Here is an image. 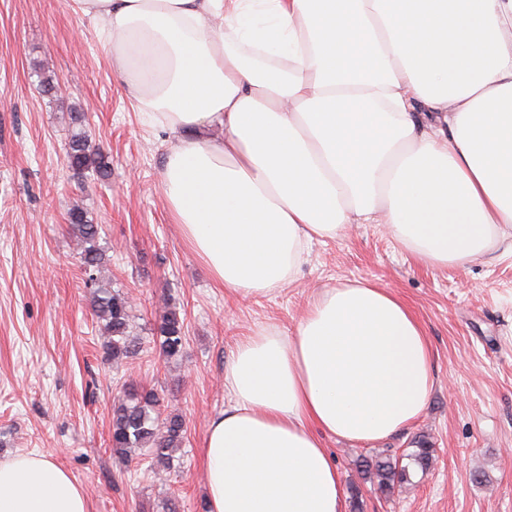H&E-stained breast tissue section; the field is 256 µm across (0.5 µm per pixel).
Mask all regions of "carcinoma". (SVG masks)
Masks as SVG:
<instances>
[{"label":"carcinoma","instance_id":"carcinoma-1","mask_svg":"<svg viewBox=\"0 0 512 512\" xmlns=\"http://www.w3.org/2000/svg\"><path fill=\"white\" fill-rule=\"evenodd\" d=\"M67 158L71 169L78 174L91 172L102 180L111 176L109 157L80 129L70 135ZM68 229L79 246L86 284L94 288V313L102 325L103 346L118 365L135 353V344L130 338L128 298L112 292L110 283L100 277L105 262L98 243L100 225L89 218L87 211L75 206L68 212ZM158 332L162 355L168 359L180 356L185 339L184 323L176 311L169 310L163 315ZM160 406L161 399L154 391L136 388L125 391L112 414L111 444L115 454L126 456L135 448H146L155 467L172 468V451L182 441L184 421L178 415L161 418ZM435 459V449L419 440L417 448L410 453L398 456L384 451L370 460H360V467L364 475L375 476L378 490L388 495L395 483L408 479L409 467L425 474Z\"/></svg>","mask_w":512,"mask_h":512}]
</instances>
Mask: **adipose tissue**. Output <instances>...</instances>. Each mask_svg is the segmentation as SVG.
<instances>
[{"label": "adipose tissue", "instance_id": "adipose-tissue-1", "mask_svg": "<svg viewBox=\"0 0 512 512\" xmlns=\"http://www.w3.org/2000/svg\"><path fill=\"white\" fill-rule=\"evenodd\" d=\"M151 124L162 192L213 282L291 284L316 240L382 224L418 261L512 240V0H77ZM432 353L367 282L316 294L293 333L241 340L202 448L208 512H344L322 443L426 410ZM0 512H90L42 453L0 462Z\"/></svg>", "mask_w": 512, "mask_h": 512}]
</instances>
